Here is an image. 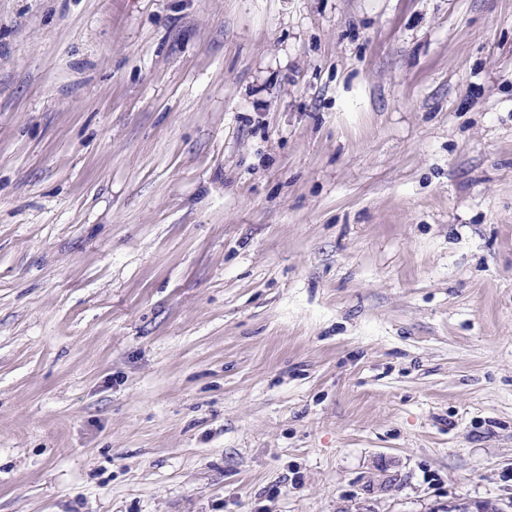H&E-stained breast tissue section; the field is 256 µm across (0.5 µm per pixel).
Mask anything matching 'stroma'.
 <instances>
[{"mask_svg": "<svg viewBox=\"0 0 512 512\" xmlns=\"http://www.w3.org/2000/svg\"><path fill=\"white\" fill-rule=\"evenodd\" d=\"M511 496L512 0H0V512Z\"/></svg>", "mask_w": 512, "mask_h": 512, "instance_id": "1", "label": "stroma"}]
</instances>
